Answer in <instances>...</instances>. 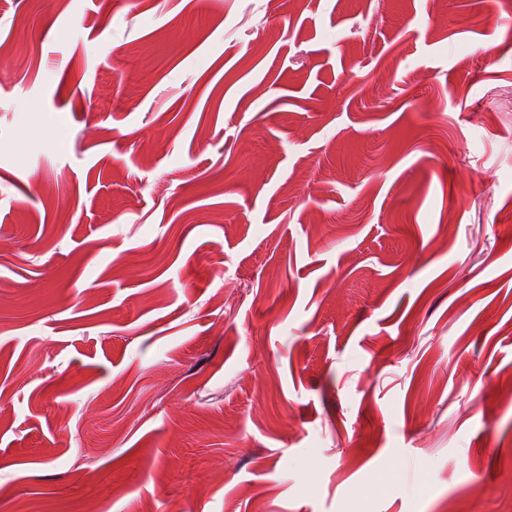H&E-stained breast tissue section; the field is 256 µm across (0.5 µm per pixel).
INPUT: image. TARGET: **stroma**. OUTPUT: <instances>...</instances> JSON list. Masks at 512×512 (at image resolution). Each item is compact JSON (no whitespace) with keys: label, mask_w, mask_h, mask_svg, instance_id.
I'll return each mask as SVG.
<instances>
[{"label":"stroma","mask_w":512,"mask_h":512,"mask_svg":"<svg viewBox=\"0 0 512 512\" xmlns=\"http://www.w3.org/2000/svg\"><path fill=\"white\" fill-rule=\"evenodd\" d=\"M2 50L0 512H512V0H0Z\"/></svg>","instance_id":"1"}]
</instances>
